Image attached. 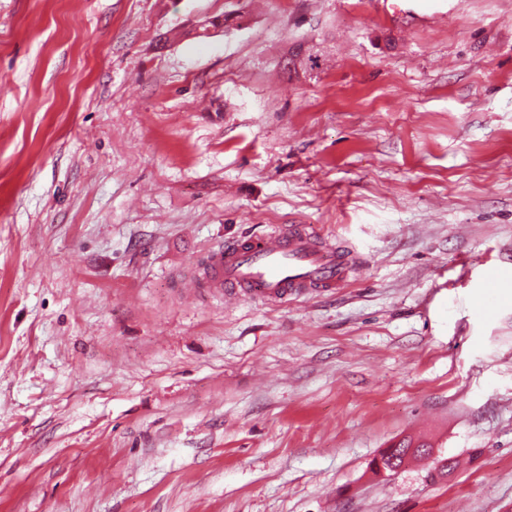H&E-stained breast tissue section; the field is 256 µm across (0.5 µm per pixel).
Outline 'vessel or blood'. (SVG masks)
<instances>
[{
	"label": "vessel or blood",
	"mask_w": 512,
	"mask_h": 512,
	"mask_svg": "<svg viewBox=\"0 0 512 512\" xmlns=\"http://www.w3.org/2000/svg\"><path fill=\"white\" fill-rule=\"evenodd\" d=\"M347 261L304 224L277 226L265 235L217 247L201 277L185 281L190 294L213 288L225 302L259 298L284 302L345 280Z\"/></svg>",
	"instance_id": "1"
}]
</instances>
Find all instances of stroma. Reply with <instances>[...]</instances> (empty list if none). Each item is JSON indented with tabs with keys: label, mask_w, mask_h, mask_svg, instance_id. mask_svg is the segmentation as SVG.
Segmentation results:
<instances>
[{
	"label": "stroma",
	"mask_w": 512,
	"mask_h": 512,
	"mask_svg": "<svg viewBox=\"0 0 512 512\" xmlns=\"http://www.w3.org/2000/svg\"><path fill=\"white\" fill-rule=\"evenodd\" d=\"M0 512H512V0H0ZM347 261L304 224L276 226L265 235L219 246L206 256L201 277L185 281L196 296L214 288L224 302L259 298L284 302L345 281ZM414 444L412 439H404V441L400 443H396L392 445L390 448H387L384 450L380 457L375 459L372 463V470L379 474L382 472L380 468H377V460L380 459L382 461L384 473H387L388 476L394 475L397 472L390 469L392 460H395L393 463L397 467L405 466L406 457L408 455L407 448H410V446ZM374 464L376 467H374Z\"/></svg>",
	"instance_id": "35a3bbf8"
}]
</instances>
